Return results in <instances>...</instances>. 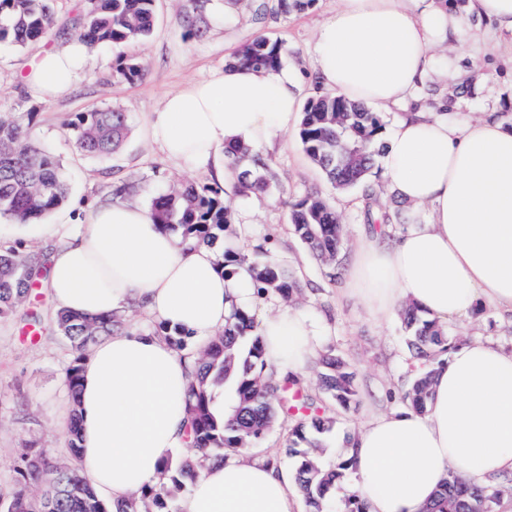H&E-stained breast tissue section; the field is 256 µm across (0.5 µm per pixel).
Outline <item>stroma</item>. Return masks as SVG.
<instances>
[{
    "label": "stroma",
    "mask_w": 512,
    "mask_h": 512,
    "mask_svg": "<svg viewBox=\"0 0 512 512\" xmlns=\"http://www.w3.org/2000/svg\"><path fill=\"white\" fill-rule=\"evenodd\" d=\"M252 4L253 0H231L227 14L220 17L203 10L198 16L199 33L188 37L182 26L186 0H157L154 28L147 39L90 49L84 73L72 92L53 101L41 99L17 78L19 71L45 50L44 41H31L18 50L0 49V113L27 123L32 142L49 150L70 178L68 202L40 224L0 219V241L14 239L28 250L48 256L54 244L44 237L42 226L75 222L72 200L95 205L129 202L147 208L155 196L172 188L213 184L209 169H189L168 159L150 135L148 123L165 94L223 69L236 47L258 35L283 40L288 53L282 64L304 75V99L318 95L316 33L335 13L337 0H314L305 11L272 14L261 23L253 17ZM131 57L141 64L143 77L133 83L118 80L115 70L120 59ZM433 57L436 67L454 74V81L447 85L428 81L411 93L405 111L431 107L437 97L447 101L449 119L466 122L491 114L512 127V36L476 20L467 36L435 50ZM105 107L127 113L126 140L108 157L84 155L66 122L75 113ZM270 158L278 186L274 195L260 200L236 192L233 181H224L233 222L218 244L246 254L260 246L267 248L269 258L290 270L303 290L292 301V309L311 317L324 335V350L343 358L354 371L359 398L348 409L334 411V423L322 436L325 455L332 458L338 448L349 445L360 423L398 408L397 395L414 361L400 318L374 321L345 293V269L322 264L299 241L289 204L313 191L326 197L344 226L343 250L350 259L368 230L366 211L393 208L395 198L378 168L372 173L376 185L373 200H364L358 188L334 189L306 156L293 131L280 137ZM34 312L39 314L41 326L33 333L28 319ZM54 317L52 288L45 282L34 288L9 318L0 319V490L12 487L13 465L24 449L45 448L59 458L68 455L71 403L60 374L72 351L67 340L54 332ZM449 325L457 341L478 339L512 349V316L489 304L474 303L450 319ZM291 427L290 421L277 419L254 445L253 455L274 458L280 467L296 469L299 459L288 452Z\"/></svg>",
    "instance_id": "1"
}]
</instances>
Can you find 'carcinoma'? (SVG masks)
Segmentation results:
<instances>
[{
  "label": "carcinoma",
  "mask_w": 512,
  "mask_h": 512,
  "mask_svg": "<svg viewBox=\"0 0 512 512\" xmlns=\"http://www.w3.org/2000/svg\"><path fill=\"white\" fill-rule=\"evenodd\" d=\"M51 0H0V46L22 47L43 39L52 44L64 33L56 29ZM313 0H254L255 20L269 13L288 15L305 10ZM156 0H77L78 38L90 47L136 42L147 38L154 27ZM201 0H187L182 23L186 33L196 30V14ZM288 45L259 36L238 47L227 64L240 67H281ZM127 81L142 78L143 69L133 58L118 68ZM80 152L104 157L116 150L128 133L126 113L116 108L79 112L68 122ZM384 126L377 113L351 103L331 91L307 102L301 113L298 139L310 160L327 181L339 190L362 188L375 195L369 179L375 149L381 147ZM228 166L237 174L236 189L263 196L275 190L270 183L271 160L247 145L225 150ZM67 181L58 160L45 150L34 148L28 129L17 120L0 115V218L17 223L40 221L66 199ZM155 222L167 231H181L198 244H212L233 222L231 209L224 204L223 190L211 185H189L152 200ZM295 234L321 261L333 269L342 264V225L336 211L319 193H310L291 204ZM45 259L16 247L0 251V319L9 317L27 300L35 277ZM249 265L259 295H277L292 301L301 294L293 274L278 265L258 247L252 255L224 252V266ZM404 329L409 335L413 358L423 368L408 380L399 394L406 408L424 413L431 394L434 368L455 347L450 327L425 317L408 306L403 311ZM126 325L124 315L114 313L89 321L76 314L58 312L55 330L70 344L73 357L66 368L64 385L73 404L68 430V458L55 457L44 448H29L15 461L13 488L0 492V512H154L149 504L162 506L172 492L193 484L208 460H224L226 451L252 447L272 427L278 416L296 422L291 432L290 452L302 457L296 469V483L309 512H326L330 493L346 472L354 469V458L342 454L336 461H320L319 439H307L306 429L322 434L330 417L322 398L309 394L299 376L279 373L264 359L263 339L255 315L233 307L219 333L195 348L185 336L166 323L154 333L165 337L176 349L192 358L197 370L187 399L185 441L194 454L167 468L168 479L146 486L117 505L103 503L81 478L79 456L78 398L80 371L89 348L102 336H111ZM320 389L336 406L347 409L358 390L349 364L339 357H322ZM234 393V413L219 422L210 411L215 390ZM305 442L306 449L297 445ZM512 486V474L493 478L481 485L471 483L456 472L448 473L443 491L429 512H498L504 488Z\"/></svg>",
  "instance_id": "obj_1"
}]
</instances>
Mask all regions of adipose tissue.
I'll return each instance as SVG.
<instances>
[{
  "label": "adipose tissue",
  "instance_id": "adipose-tissue-1",
  "mask_svg": "<svg viewBox=\"0 0 512 512\" xmlns=\"http://www.w3.org/2000/svg\"><path fill=\"white\" fill-rule=\"evenodd\" d=\"M317 31L321 84L384 111L428 76L434 47L460 32L448 0H338ZM78 39L41 53L20 82L59 99L80 79ZM304 81L291 68L227 69L169 94L151 132L168 158L224 176V151L272 145L298 122ZM407 220L391 240L368 233L348 271L350 295L375 319L400 303L447 322L484 299L512 314V128L488 116L464 123L425 112L395 119L380 158ZM429 206L428 220L417 210ZM90 229L62 231L51 254L57 310L91 319L143 305L156 321L201 339L223 330L230 306L254 301L247 266L225 275L216 251L162 231L150 212L122 203L87 208ZM265 360L300 373L322 344L310 318L290 310L260 326ZM191 362L146 328L106 336L82 367L80 474L97 496L125 501L159 483L184 447ZM367 512H425L449 471L481 481L512 472V351L469 341L436 367L426 413L374 416L349 449ZM179 512H303L292 473L248 453L208 463Z\"/></svg>",
  "mask_w": 512,
  "mask_h": 512
}]
</instances>
